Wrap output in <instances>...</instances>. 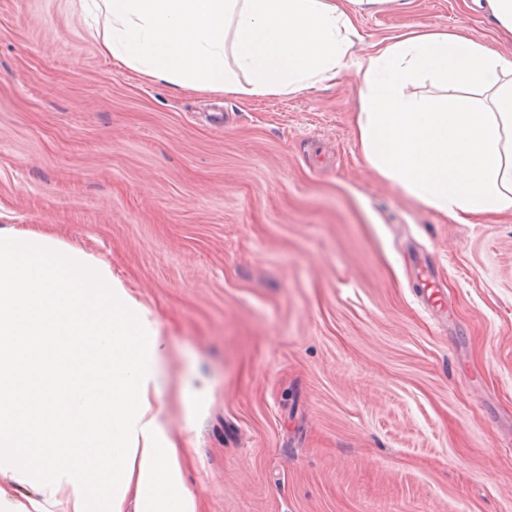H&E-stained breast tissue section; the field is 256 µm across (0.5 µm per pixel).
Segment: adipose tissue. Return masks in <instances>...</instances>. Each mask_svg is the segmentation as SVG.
<instances>
[{
  "mask_svg": "<svg viewBox=\"0 0 512 512\" xmlns=\"http://www.w3.org/2000/svg\"><path fill=\"white\" fill-rule=\"evenodd\" d=\"M103 51L151 78L243 99L354 69L369 167L458 224L512 212V56L411 31L356 58L335 0H81ZM427 79L447 101L411 93ZM157 318L108 264L0 228V512H202L159 401Z\"/></svg>",
  "mask_w": 512,
  "mask_h": 512,
  "instance_id": "adipose-tissue-1",
  "label": "adipose tissue"
}]
</instances>
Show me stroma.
<instances>
[{
  "label": "stroma",
  "instance_id": "35a3bbf8",
  "mask_svg": "<svg viewBox=\"0 0 512 512\" xmlns=\"http://www.w3.org/2000/svg\"><path fill=\"white\" fill-rule=\"evenodd\" d=\"M512 55L463 0H382L354 55L426 25ZM80 0H0V226L109 264L159 318V400L205 512H512V213L456 224L379 178L358 78L175 88ZM211 401L183 422L185 378Z\"/></svg>",
  "mask_w": 512,
  "mask_h": 512
}]
</instances>
